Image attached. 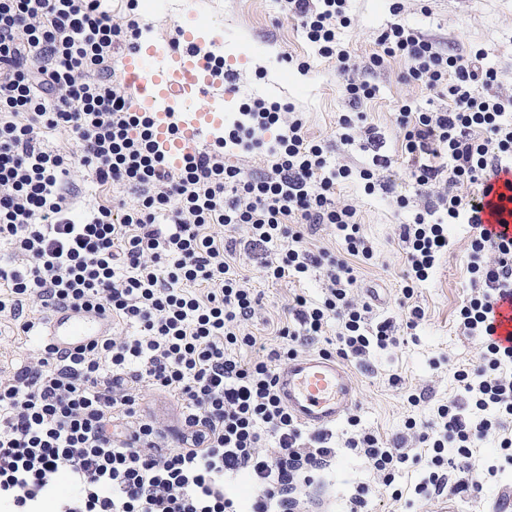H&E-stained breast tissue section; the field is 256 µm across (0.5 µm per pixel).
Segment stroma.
Segmentation results:
<instances>
[{
	"instance_id": "1",
	"label": "stroma",
	"mask_w": 512,
	"mask_h": 512,
	"mask_svg": "<svg viewBox=\"0 0 512 512\" xmlns=\"http://www.w3.org/2000/svg\"><path fill=\"white\" fill-rule=\"evenodd\" d=\"M396 4L401 7L397 14L392 11ZM192 11L207 19L205 26L197 28V37L209 41L222 35L225 58L240 62L231 112H239L250 96L290 104L302 112L309 139L326 144L332 165L356 169L367 163L369 155L360 144L346 146L339 141L337 121L348 109L345 77L338 72L335 59L318 55L297 20L281 11L278 0H164L157 8L151 0H139L137 8L142 25L166 39L188 24ZM349 17V25L340 29L338 38L356 65H365L381 53L380 33L399 19L441 47L483 50L485 65L498 71L499 91L512 93V0H351ZM303 62L308 71L300 70ZM408 68L407 60L385 59L370 78L376 92L361 107L367 125L383 140L391 158L390 166L378 172L379 179L391 185V192L366 194L362 181L355 177L336 187L337 203L357 208L375 254L372 261L356 264L355 299L369 303L371 322L393 320L399 343L373 349L363 363L352 364L356 405L350 421L332 429L336 460L322 474L321 484L310 490L314 512H349L350 500L357 495L366 501L364 512H433L434 501L414 492L424 476L421 466L405 463L393 483L402 493L397 499L381 492L376 474L355 451L346 448L345 441L358 431L390 440L404 432L407 420L429 421L434 408L457 392L454 369H471L479 362V338L466 335L458 323L459 308L471 294L466 271L471 242L467 225H449L448 251L428 279L416 287L412 299L425 315L414 327L406 325L409 314L401 293L406 265L395 226L412 219L421 200L401 155L396 116L406 105L430 111L448 103L425 85L408 81ZM400 196L407 199V207L397 206ZM237 262L249 277V287L261 292L253 332L267 348L284 346V339L274 334L277 324L287 321L294 294L323 299L324 269L313 270L299 282H264L251 256L240 254ZM413 393L421 397L415 406L408 401ZM508 487H512V465L484 480L479 492L467 495L450 490L446 496L454 502L455 512H491L497 494Z\"/></svg>"
}]
</instances>
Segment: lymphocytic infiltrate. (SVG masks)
<instances>
[{
	"instance_id": "1",
	"label": "lymphocytic infiltrate",
	"mask_w": 512,
	"mask_h": 512,
	"mask_svg": "<svg viewBox=\"0 0 512 512\" xmlns=\"http://www.w3.org/2000/svg\"><path fill=\"white\" fill-rule=\"evenodd\" d=\"M348 0H281L320 56L336 59L347 75L349 110L339 118L340 141L379 146L363 127L362 102L375 87L352 79L355 66L337 34L348 22ZM112 21L103 0H0V314L27 336L43 330L38 319L20 320L19 303L96 311L111 331L73 351L40 339L37 352L0 377V512H296L298 481L329 467L336 457L328 433L311 434L289 413L275 384L283 354L245 360L255 347L249 326L259 298L243 287L238 252L260 257L264 279H305L325 268L323 300L295 295L281 338L301 345L326 337L338 325L336 354L362 361L374 347L396 345L391 320L371 324L369 305H358L355 261L373 258L356 207L336 205V186L350 177L373 194L376 172L389 156L368 166L329 167L321 144L308 139L302 113L256 98L224 134L225 143L267 158L257 172L226 164L219 150L198 151L170 171L148 118L132 111L114 55L136 47L143 29L133 12ZM380 55L409 61L407 78L448 96V105L397 118L402 148L417 189L442 182L436 199H424L411 221L398 225L407 264L404 298L426 281L448 251L447 228L467 225V272L472 295L458 322L480 337L479 364L458 369L462 393L438 405L425 427L407 422L421 450L407 457L400 440L370 433L346 441L391 486L407 460L425 475L415 492L440 495L447 484L479 490L499 467L474 471L471 448L497 435L512 465V348L493 338V307L512 293V237L484 227L481 202L499 171L512 166V95L497 92V73L482 51L451 54L434 40L395 22L378 37ZM483 94H474V86ZM274 131L273 142L264 135ZM71 134L78 149L45 148V134ZM83 170L91 182L123 188L134 203L113 199L84 222L72 218ZM467 184L470 194L458 193ZM334 226L344 257L305 246L308 230ZM222 233H215V226ZM247 227V238L237 237ZM177 399L182 430L168 446L158 422L141 412L144 388ZM454 446L457 459L444 456ZM252 485L248 500L238 476ZM67 479L73 494L57 493Z\"/></svg>"
}]
</instances>
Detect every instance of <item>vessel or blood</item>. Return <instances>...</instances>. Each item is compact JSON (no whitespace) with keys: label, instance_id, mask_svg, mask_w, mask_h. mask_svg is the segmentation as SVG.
<instances>
[{"label":"vessel or blood","instance_id":"obj_1","mask_svg":"<svg viewBox=\"0 0 512 512\" xmlns=\"http://www.w3.org/2000/svg\"><path fill=\"white\" fill-rule=\"evenodd\" d=\"M184 47L172 50L151 44L124 54L120 71L132 94V105L151 121L155 142L170 170L183 167L197 144L226 120L224 76L211 60L201 56L192 31L183 33ZM207 103L195 107L199 97ZM496 336L512 345V300L496 307ZM111 329L101 313L58 310L46 322V335L57 348L71 350ZM278 393L302 426L319 430L341 422L356 404L350 369L323 355L290 358L276 374Z\"/></svg>","mask_w":512,"mask_h":512}]
</instances>
